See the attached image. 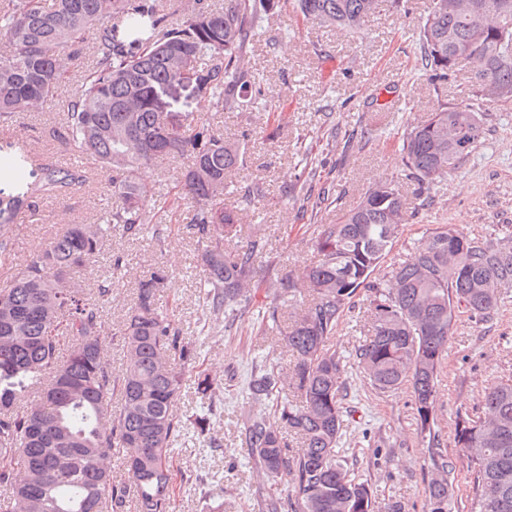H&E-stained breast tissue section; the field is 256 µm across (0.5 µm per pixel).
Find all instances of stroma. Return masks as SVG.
Instances as JSON below:
<instances>
[{"instance_id": "35a3bbf8", "label": "stroma", "mask_w": 512, "mask_h": 512, "mask_svg": "<svg viewBox=\"0 0 512 512\" xmlns=\"http://www.w3.org/2000/svg\"><path fill=\"white\" fill-rule=\"evenodd\" d=\"M431 6L432 0H383L362 28L352 32L303 23L294 0H278L246 54L249 67L281 102L272 124L260 106L218 112L204 108L191 86L172 92L170 111L204 113L227 140L245 144L248 150L246 166L230 177L233 192L224 196L225 204L242 205L239 232L225 240V250L261 237L267 257L277 263L278 277L299 282L318 259V225L335 223L367 189L387 179L398 187L413 217L402 225L376 279L413 256L430 232L448 224L485 242L512 235V108H490L485 136L450 175L430 185L426 197H419L404 175L406 130L427 120L439 105H465L471 84L472 72L464 62L441 82L424 75L418 33ZM63 132V112L32 107L16 122L0 126V160L25 147L49 163H59L70 151ZM190 164L186 157L160 161L141 168L139 177L155 195L163 196L178 186ZM85 170L88 182L81 192L48 198L39 209L42 221L16 229L12 262L0 264V289L10 285L16 266L69 225L93 224L103 215L111 197L110 176L90 164ZM310 176L328 193L314 217L300 211L293 200L297 180ZM255 182L262 184L265 198L242 203L241 187ZM194 212V203L185 200L175 215L156 214L160 234L148 230L137 239L118 233L107 237L97 263L75 286L98 308L101 340L117 379L124 369L120 325L134 303L137 282L152 268H168L170 280L161 304L183 336L200 344L196 370L207 374L216 388L209 402L186 386L176 402L178 413L208 414L217 445L175 446L173 512H267L269 484L241 442V417L250 408L242 387L253 358L266 355L291 367L292 358L281 343L299 301L291 292L277 296L261 288L244 316L225 328L216 325L214 317L204 313L198 287V246L189 229ZM118 256L123 259L119 269L113 266ZM106 279L112 293L98 296V285ZM371 297L370 291L358 290L328 342L344 365L341 446L346 468L371 486L380 512L395 502L405 512H427L424 488L430 450L416 431L412 387L406 383L379 392L355 361L368 335ZM509 379L512 288L503 290L490 318L458 312L438 375L434 430L453 466L455 512H470L473 498V475L454 440L456 418L476 411L488 388Z\"/></svg>"}]
</instances>
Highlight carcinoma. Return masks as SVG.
<instances>
[{
  "mask_svg": "<svg viewBox=\"0 0 512 512\" xmlns=\"http://www.w3.org/2000/svg\"><path fill=\"white\" fill-rule=\"evenodd\" d=\"M303 21L356 30L383 0H295ZM433 0L420 31L421 65L432 79L448 77L461 60L473 64L464 107L443 106L404 137V166L422 191L453 171L484 135L487 104L512 101V0ZM275 0H194L179 22L157 0H7L0 33L11 46L0 58V124L8 125L34 102L65 114L66 139L87 162L111 174V207L98 224H72L19 266L0 290V512H172L170 454L175 438L206 430L204 417L178 418L172 409L195 363L197 348L161 308L168 278L158 268L139 280L134 307L121 331L124 372L121 403L112 409V371L100 339L97 313L72 287L96 262L112 232L140 237L148 204L160 209L188 199L197 208L190 225L200 249V288L205 309L236 318L254 288L255 262L263 251L252 239L232 252L224 240L237 235L242 217L221 205L227 178L247 164L245 149L224 140L196 112H163L158 95L192 73L196 98L226 112L250 101L269 102V90L246 68L247 46ZM112 25H106L107 21ZM94 66L65 100L57 90L79 59L90 31ZM138 46L132 51V46ZM190 157L178 197L161 202L137 179L156 160ZM42 177L20 181L22 192L0 195V257L10 252L9 233L27 199L59 195L87 181L85 174L41 166ZM294 200L307 211L324 201L315 185H299ZM407 223L402 197L390 182L369 188L334 224L315 237L318 261L305 271L308 294L282 347L294 364L254 365L246 397L260 406L241 434L259 470L276 486L289 477L286 498H269L268 512H375L369 484L350 478L338 455L344 419L341 360L327 342L361 288L370 301L371 335L356 350L358 367L381 392L412 385L420 436L435 423L436 381L448 352L456 311L491 316L502 289L512 287V236L496 243L470 238L452 227L429 234L414 256L393 269L380 287L371 281ZM70 353L59 358L61 339ZM50 375L37 402L19 405L28 385ZM300 401L279 399L284 387ZM272 403L280 426L261 407ZM300 439L289 453V438ZM455 441L474 473L472 512H512V381L484 394L480 411L457 417ZM122 451L128 488L112 484V449ZM427 512H453L448 458L432 452L425 487Z\"/></svg>",
  "mask_w": 512,
  "mask_h": 512,
  "instance_id": "carcinoma-1",
  "label": "carcinoma"
}]
</instances>
